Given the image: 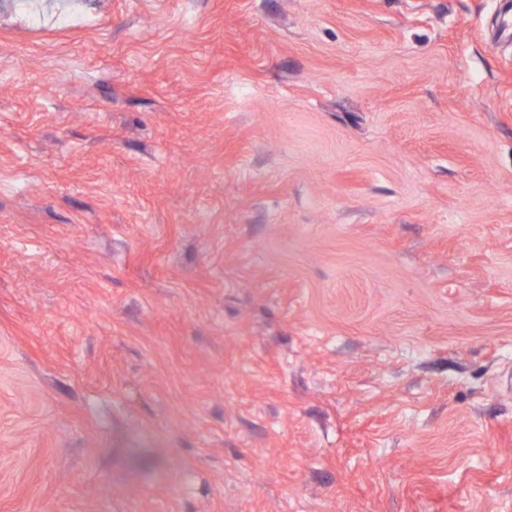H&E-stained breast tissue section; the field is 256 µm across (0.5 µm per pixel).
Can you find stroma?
Masks as SVG:
<instances>
[{
    "instance_id": "1",
    "label": "stroma",
    "mask_w": 512,
    "mask_h": 512,
    "mask_svg": "<svg viewBox=\"0 0 512 512\" xmlns=\"http://www.w3.org/2000/svg\"><path fill=\"white\" fill-rule=\"evenodd\" d=\"M512 0H0V512H512Z\"/></svg>"
}]
</instances>
